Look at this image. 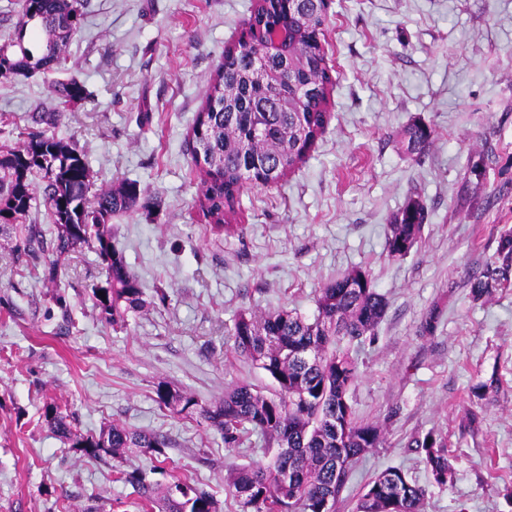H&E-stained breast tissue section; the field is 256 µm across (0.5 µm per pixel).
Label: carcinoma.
Segmentation results:
<instances>
[{
  "label": "carcinoma",
  "instance_id": "carcinoma-1",
  "mask_svg": "<svg viewBox=\"0 0 512 512\" xmlns=\"http://www.w3.org/2000/svg\"><path fill=\"white\" fill-rule=\"evenodd\" d=\"M82 8V0H19L12 37L0 45V76L60 70L67 45L81 29ZM327 20L325 0L290 5L254 0L248 40L224 47L187 141L199 185L196 205L216 234L239 231L238 200L246 185H277L324 133L336 82L320 47ZM275 21L288 27L291 36L285 50L269 54L262 33ZM52 92L55 110L37 114L45 124L53 123L61 109L88 98L85 85L75 79L52 85ZM434 139L430 126L414 125L406 132L405 152L418 158ZM92 186L85 154L71 140L28 133L14 147L0 150V236L9 234L42 194L53 233L28 224L15 238L14 252L61 258L84 246L94 250L106 266L105 280L92 290L95 306L113 329H122L148 304L123 254L112 245V216L149 202L136 181L99 190ZM427 215L417 198L389 218L384 237L389 257L402 259L411 252ZM510 284L512 232H506L498 239L494 260L471 279V296L486 301ZM387 308V298L368 275L352 269L319 290L311 318L292 309L267 315L243 312L236 318L230 332L235 351L272 378L275 394L239 382L221 400L205 404L188 391L158 384L162 406L201 418L206 428L222 435L225 447L236 448L247 434L257 432L276 448L270 464L237 465L224 476V492L241 512L336 508L353 465L383 440L381 427L358 419L349 402L359 363L343 344L374 340ZM44 420L70 447L94 459L119 461L134 449L161 455L169 447L159 434L116 423L85 434L54 403L45 405ZM409 447L419 450L436 484H448L453 466L440 432L420 434ZM117 474L137 494L141 512H219L213 495L187 476L164 471L166 482L159 483L139 469ZM424 498V488L391 468L366 484L354 512H423Z\"/></svg>",
  "mask_w": 512,
  "mask_h": 512
}]
</instances>
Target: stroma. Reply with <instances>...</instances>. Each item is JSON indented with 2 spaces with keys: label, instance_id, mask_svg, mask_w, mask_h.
<instances>
[{
  "label": "stroma",
  "instance_id": "stroma-1",
  "mask_svg": "<svg viewBox=\"0 0 512 512\" xmlns=\"http://www.w3.org/2000/svg\"><path fill=\"white\" fill-rule=\"evenodd\" d=\"M250 3L86 0L53 79L0 76V145L34 130L35 109L52 108L51 80L78 79L90 96L61 112L55 133L85 153L95 186L136 181L159 200L112 221V242L151 304L124 330L94 305L104 278L94 251L69 254L52 283L45 256L0 247V512H138L112 462L81 456L47 425L51 399L86 433L114 422L167 437L165 455L132 452L124 468L187 475L221 512H240L224 493L226 467L269 462L272 450L256 433L225 447L161 406L157 386L208 404L241 381L271 387L235 352V318L284 307L312 315L319 288L355 268L389 300L349 392L357 416L383 426L384 443L355 464L336 512H352L363 487L393 467L425 488L424 512H512L503 497L512 485V287L484 302L470 296L472 276L512 230V0H330L328 127L277 186L244 190L242 233L218 236L194 205L185 139L225 46L246 31ZM414 122L435 132L417 159L401 143ZM412 198L428 219L410 254L394 260L385 226ZM492 377L497 387L474 397L472 386ZM431 429L448 438L453 477L443 487L409 445Z\"/></svg>",
  "mask_w": 512,
  "mask_h": 512
}]
</instances>
